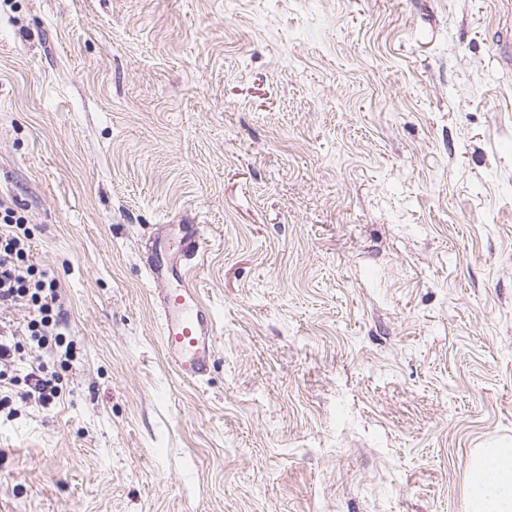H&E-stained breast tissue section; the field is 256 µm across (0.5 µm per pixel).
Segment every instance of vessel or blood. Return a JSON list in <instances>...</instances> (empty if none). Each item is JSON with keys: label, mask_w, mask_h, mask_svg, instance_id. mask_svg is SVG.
I'll return each instance as SVG.
<instances>
[{"label": "vessel or blood", "mask_w": 512, "mask_h": 512, "mask_svg": "<svg viewBox=\"0 0 512 512\" xmlns=\"http://www.w3.org/2000/svg\"><path fill=\"white\" fill-rule=\"evenodd\" d=\"M165 236H157L145 260L151 282L158 287L156 305L160 340L178 378L197 382L210 371L216 349V320L186 275L185 267L200 256L204 240L198 228L181 233L173 263L161 261Z\"/></svg>", "instance_id": "b4317fda"}]
</instances>
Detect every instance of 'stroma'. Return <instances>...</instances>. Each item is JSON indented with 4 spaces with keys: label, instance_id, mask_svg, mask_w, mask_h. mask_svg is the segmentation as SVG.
Here are the masks:
<instances>
[{
    "label": "stroma",
    "instance_id": "35a3bbf8",
    "mask_svg": "<svg viewBox=\"0 0 512 512\" xmlns=\"http://www.w3.org/2000/svg\"><path fill=\"white\" fill-rule=\"evenodd\" d=\"M497 0H0V198L62 394L0 385V512H462L512 443ZM200 225L188 383L143 261Z\"/></svg>",
    "mask_w": 512,
    "mask_h": 512
}]
</instances>
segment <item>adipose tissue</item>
Segmentation results:
<instances>
[{
	"mask_svg": "<svg viewBox=\"0 0 512 512\" xmlns=\"http://www.w3.org/2000/svg\"><path fill=\"white\" fill-rule=\"evenodd\" d=\"M471 464L486 468L490 476L481 484L469 482L465 512H512V448L483 449Z\"/></svg>",
	"mask_w": 512,
	"mask_h": 512,
	"instance_id": "1",
	"label": "adipose tissue"
}]
</instances>
